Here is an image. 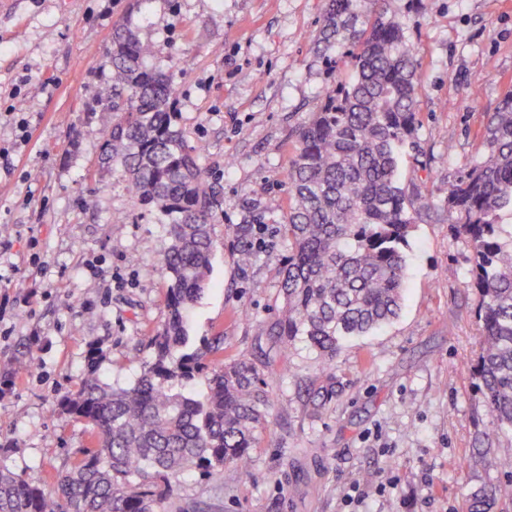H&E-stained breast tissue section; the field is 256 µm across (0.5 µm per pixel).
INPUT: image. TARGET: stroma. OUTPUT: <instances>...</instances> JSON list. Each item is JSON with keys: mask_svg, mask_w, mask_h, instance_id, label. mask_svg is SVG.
Returning <instances> with one entry per match:
<instances>
[{"mask_svg": "<svg viewBox=\"0 0 512 512\" xmlns=\"http://www.w3.org/2000/svg\"><path fill=\"white\" fill-rule=\"evenodd\" d=\"M10 2L0 8V365L19 356L33 368L10 379L0 368V467L45 479L70 467L91 436L58 402L79 388L88 351L104 382L128 386L165 321L166 227L120 171L98 165L122 19L170 76L178 126L221 192L192 345L220 338L207 362L249 360L270 401L249 471L184 473L162 512H467L473 492L505 480L512 447L468 372L473 255L444 201L483 153L486 113L512 91V0L386 2L421 64L424 152L405 150L400 175L436 209L410 228L399 317L343 342L330 371L303 340L266 333L283 304L292 133L350 73L348 57L313 44L327 0ZM257 224L268 227L262 250ZM329 372L336 393L313 409Z\"/></svg>", "mask_w": 512, "mask_h": 512, "instance_id": "35a3bbf8", "label": "stroma"}]
</instances>
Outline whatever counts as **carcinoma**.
<instances>
[{
  "label": "carcinoma",
  "instance_id": "1",
  "mask_svg": "<svg viewBox=\"0 0 512 512\" xmlns=\"http://www.w3.org/2000/svg\"><path fill=\"white\" fill-rule=\"evenodd\" d=\"M370 8H365V5ZM315 40L346 49L350 80L330 92L299 126L286 178L290 250L283 307L270 333L303 338L332 365L341 342L392 322L401 310L415 206L399 178L402 151L421 152L416 112L418 50L381 0H328ZM151 48L125 24L112 32V87L103 111L102 164L122 171L135 202L165 220L169 244L166 318L151 337V359L131 386L104 383L89 356L79 390L62 412L90 427L93 446L47 486L0 468V512H157L160 483L192 468L248 467L266 422L267 383L238 359L216 368L187 350L190 306L208 285L220 218L216 184L199 165L173 112L174 87L147 65ZM483 157L448 182V223L473 252L480 351L474 388L497 433L512 438V93L478 133ZM210 371L202 398L184 385ZM512 501V474L475 492L468 512Z\"/></svg>",
  "mask_w": 512,
  "mask_h": 512
}]
</instances>
